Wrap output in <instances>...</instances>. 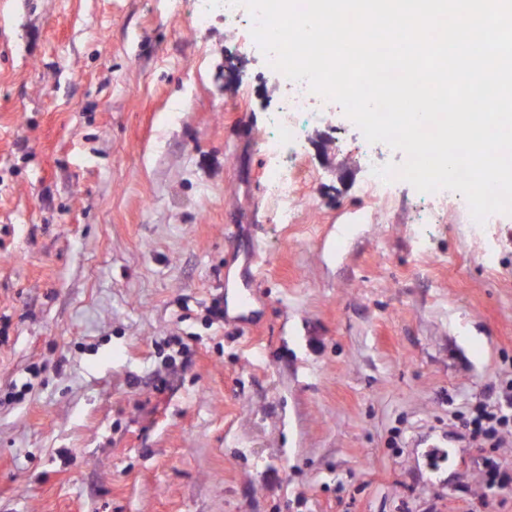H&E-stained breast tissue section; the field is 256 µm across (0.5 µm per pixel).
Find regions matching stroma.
<instances>
[{
	"label": "stroma",
	"instance_id": "obj_1",
	"mask_svg": "<svg viewBox=\"0 0 512 512\" xmlns=\"http://www.w3.org/2000/svg\"><path fill=\"white\" fill-rule=\"evenodd\" d=\"M253 41L190 0H0V512H512V436L466 423L512 381V214L370 201L337 105L282 223ZM252 249V313L211 322Z\"/></svg>",
	"mask_w": 512,
	"mask_h": 512
}]
</instances>
